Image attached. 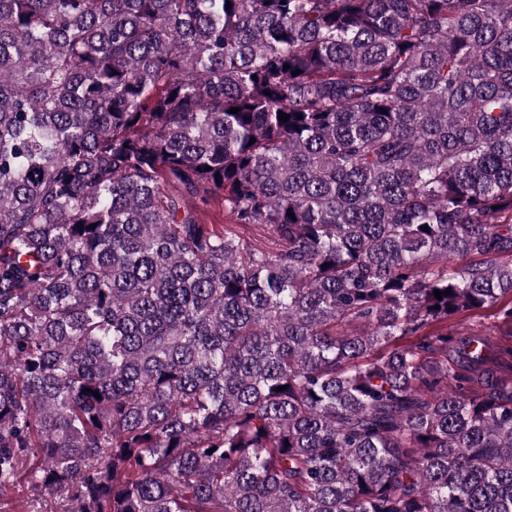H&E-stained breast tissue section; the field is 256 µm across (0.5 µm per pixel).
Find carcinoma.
<instances>
[{"instance_id":"1","label":"carcinoma","mask_w":512,"mask_h":512,"mask_svg":"<svg viewBox=\"0 0 512 512\" xmlns=\"http://www.w3.org/2000/svg\"><path fill=\"white\" fill-rule=\"evenodd\" d=\"M511 338L512 0H0V496L512 512Z\"/></svg>"}]
</instances>
